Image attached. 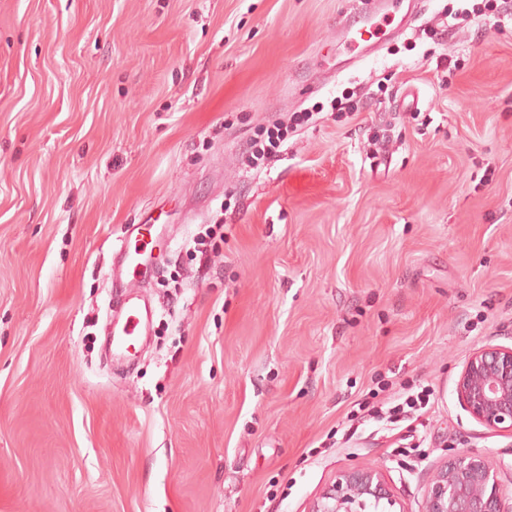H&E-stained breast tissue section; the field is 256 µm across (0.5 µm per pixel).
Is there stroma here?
I'll return each mask as SVG.
<instances>
[{
	"label": "stroma",
	"mask_w": 512,
	"mask_h": 512,
	"mask_svg": "<svg viewBox=\"0 0 512 512\" xmlns=\"http://www.w3.org/2000/svg\"><path fill=\"white\" fill-rule=\"evenodd\" d=\"M459 5L414 0L356 62L354 0H0V512H310L375 466L424 512L462 452L512 480V435L456 393L470 353L512 344V24L432 39ZM141 224L164 234L127 368L104 324ZM408 381L432 391L419 423L353 414ZM294 112L289 118L288 123H279L273 127L261 128L250 140L249 143V164L252 168H258L267 159H271L273 150L278 149L291 133L297 131L298 127L308 122L312 117L309 112L302 115Z\"/></svg>",
	"instance_id": "35a3bbf8"
}]
</instances>
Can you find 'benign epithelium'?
<instances>
[{
	"label": "benign epithelium",
	"mask_w": 512,
	"mask_h": 512,
	"mask_svg": "<svg viewBox=\"0 0 512 512\" xmlns=\"http://www.w3.org/2000/svg\"><path fill=\"white\" fill-rule=\"evenodd\" d=\"M469 415L493 431L512 433V346L484 345L466 360L456 386ZM394 506L382 471L346 470L313 504L311 512H368L381 502ZM512 488L486 456L459 453L434 474L426 492L425 512H512Z\"/></svg>",
	"instance_id": "7a95c632"
}]
</instances>
